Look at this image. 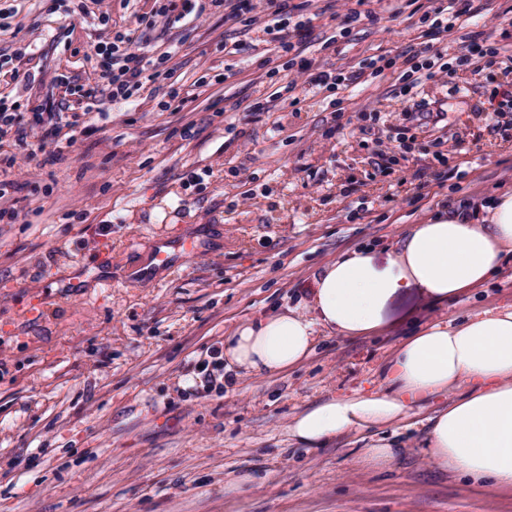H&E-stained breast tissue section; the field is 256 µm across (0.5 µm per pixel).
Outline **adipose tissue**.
<instances>
[{
  "instance_id": "1",
  "label": "adipose tissue",
  "mask_w": 512,
  "mask_h": 512,
  "mask_svg": "<svg viewBox=\"0 0 512 512\" xmlns=\"http://www.w3.org/2000/svg\"><path fill=\"white\" fill-rule=\"evenodd\" d=\"M512 257V188L476 209L414 225L378 264L365 248L339 254L315 275L304 309L245 322L224 339L225 371L270 377L313 354L318 329L370 337L389 304L417 290L444 304L481 287ZM377 388L304 409L288 431L313 447L404 420L433 398L424 451L440 466L496 490L512 489V302L422 324L387 357Z\"/></svg>"
}]
</instances>
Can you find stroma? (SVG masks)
<instances>
[{
    "label": "stroma",
    "instance_id": "stroma-1",
    "mask_svg": "<svg viewBox=\"0 0 512 512\" xmlns=\"http://www.w3.org/2000/svg\"><path fill=\"white\" fill-rule=\"evenodd\" d=\"M164 3L0 0V59L28 47L31 75L0 71L20 120L0 140V160L18 161L0 175V209L18 214L0 220V512H512V490L424 454L423 425L386 428L399 451L377 470L356 462L361 433L317 448L288 433L301 410L377 386L422 309L415 293L379 335L323 330L303 365L224 385L225 336L296 305L338 253L369 244L385 260L413 225L512 187V127L490 95L512 94V0H474L433 37L435 0H363L353 24L341 0H304L290 52L263 9L170 20ZM130 30L163 76L115 103L96 47ZM476 33L495 57L458 66ZM295 55L350 81L289 88ZM398 55L443 60L451 83L402 95L399 70L376 66ZM421 104L423 125L408 117ZM163 243L171 264L151 268ZM511 301L512 261L471 299L425 312ZM241 472L251 482L225 491Z\"/></svg>",
    "mask_w": 512,
    "mask_h": 512
}]
</instances>
